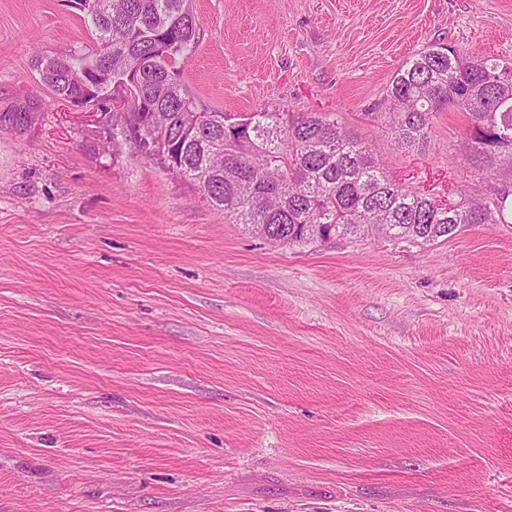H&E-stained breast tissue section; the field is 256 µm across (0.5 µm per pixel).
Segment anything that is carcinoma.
<instances>
[{
	"label": "carcinoma",
	"instance_id": "carcinoma-1",
	"mask_svg": "<svg viewBox=\"0 0 512 512\" xmlns=\"http://www.w3.org/2000/svg\"><path fill=\"white\" fill-rule=\"evenodd\" d=\"M92 23L95 48L76 61L55 57L41 82L70 101L77 85L71 70L97 62L112 77L134 68L138 83L128 92L104 85L99 100L123 111L121 127L103 132L107 144L118 137L142 146L169 171L190 181L212 206L238 224L271 234L284 233L288 245L378 232L387 238L429 246L444 242L471 224H496L498 215L476 188L459 193L452 210L387 178L366 143L336 119L320 113L281 126L274 113H254L250 131L216 120L224 113L200 107L179 79L177 63L195 44L191 0H72ZM512 67L488 58L471 59L434 42L417 52L394 75L386 108L371 120L389 126L396 142L422 147L433 114L448 106L468 115L476 149L491 162L512 164Z\"/></svg>",
	"mask_w": 512,
	"mask_h": 512
}]
</instances>
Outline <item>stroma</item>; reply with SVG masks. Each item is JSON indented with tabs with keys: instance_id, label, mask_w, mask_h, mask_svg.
Here are the masks:
<instances>
[{
	"instance_id": "35a3bbf8",
	"label": "stroma",
	"mask_w": 512,
	"mask_h": 512,
	"mask_svg": "<svg viewBox=\"0 0 512 512\" xmlns=\"http://www.w3.org/2000/svg\"><path fill=\"white\" fill-rule=\"evenodd\" d=\"M201 106L341 118L394 183L512 168L370 120L434 41L512 66V0H192ZM69 0H0V512H512V219L422 247L268 242L57 99Z\"/></svg>"
}]
</instances>
